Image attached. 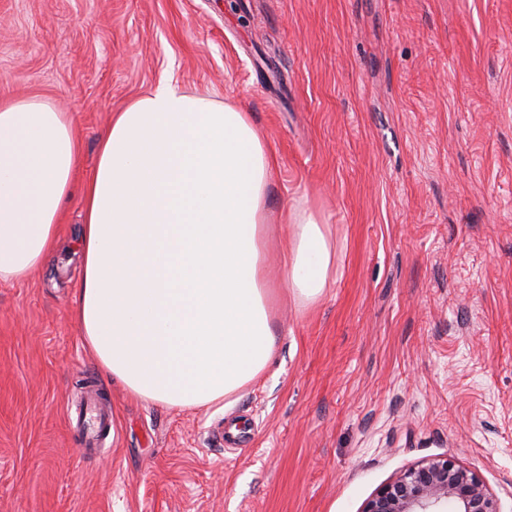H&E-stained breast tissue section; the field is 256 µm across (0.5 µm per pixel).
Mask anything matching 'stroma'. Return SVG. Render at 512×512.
I'll list each match as a JSON object with an SVG mask.
<instances>
[{"mask_svg": "<svg viewBox=\"0 0 512 512\" xmlns=\"http://www.w3.org/2000/svg\"><path fill=\"white\" fill-rule=\"evenodd\" d=\"M163 79L249 112L275 160L273 358L224 401L145 403L83 343L77 254L0 283V512H361L447 456L512 512V0H0V101L72 115L76 186ZM298 204L333 247L309 303L283 282ZM92 383L116 435L88 458L67 410Z\"/></svg>", "mask_w": 512, "mask_h": 512, "instance_id": "1", "label": "stroma"}]
</instances>
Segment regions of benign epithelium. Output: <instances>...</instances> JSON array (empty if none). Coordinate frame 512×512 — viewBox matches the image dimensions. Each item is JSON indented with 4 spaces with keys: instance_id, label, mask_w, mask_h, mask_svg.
Returning a JSON list of instances; mask_svg holds the SVG:
<instances>
[{
    "instance_id": "obj_1",
    "label": "benign epithelium",
    "mask_w": 512,
    "mask_h": 512,
    "mask_svg": "<svg viewBox=\"0 0 512 512\" xmlns=\"http://www.w3.org/2000/svg\"><path fill=\"white\" fill-rule=\"evenodd\" d=\"M448 502L456 512H502L483 479L452 457L407 468L371 495L361 512H435Z\"/></svg>"
}]
</instances>
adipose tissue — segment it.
Wrapping results in <instances>:
<instances>
[{"mask_svg": "<svg viewBox=\"0 0 512 512\" xmlns=\"http://www.w3.org/2000/svg\"><path fill=\"white\" fill-rule=\"evenodd\" d=\"M80 146L36 98L0 102V281L59 247ZM273 161L236 105L163 82L115 113L84 185L74 315L100 367L134 397L192 408L243 389L269 364L275 328L262 260ZM332 245L315 213H290L283 275L316 300Z\"/></svg>", "mask_w": 512, "mask_h": 512, "instance_id": "ef3b65f1", "label": "adipose tissue"}]
</instances>
